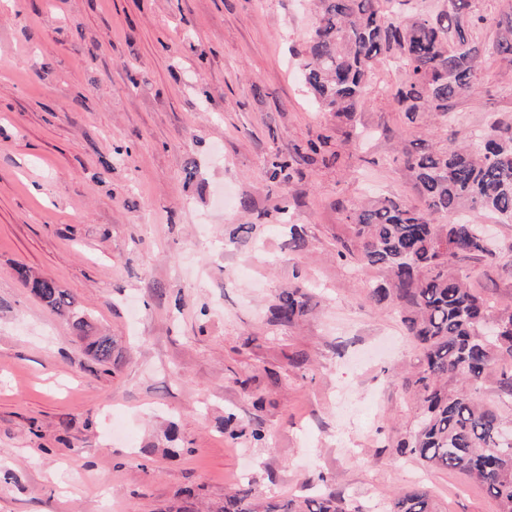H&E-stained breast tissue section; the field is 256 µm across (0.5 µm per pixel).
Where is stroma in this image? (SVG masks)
<instances>
[{
    "mask_svg": "<svg viewBox=\"0 0 512 512\" xmlns=\"http://www.w3.org/2000/svg\"><path fill=\"white\" fill-rule=\"evenodd\" d=\"M315 22L309 0H0V512H181L186 488L215 510L246 480L273 501L327 488L375 512L419 485L439 512H499L396 453L422 350L370 300L381 272L336 257L346 205L422 207L403 153L447 132L395 109L382 61L352 122L318 110L299 77ZM453 110L475 134L511 118L512 57ZM278 154L295 163L275 178ZM477 221L499 257L463 261L470 285L512 302V224ZM21 266L74 296L111 363ZM296 277L312 308L278 324ZM229 411L265 441L230 438Z\"/></svg>",
    "mask_w": 512,
    "mask_h": 512,
    "instance_id": "obj_1",
    "label": "stroma"
}]
</instances>
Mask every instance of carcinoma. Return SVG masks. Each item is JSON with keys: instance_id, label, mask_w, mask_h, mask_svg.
Segmentation results:
<instances>
[{"instance_id": "obj_1", "label": "carcinoma", "mask_w": 512, "mask_h": 512, "mask_svg": "<svg viewBox=\"0 0 512 512\" xmlns=\"http://www.w3.org/2000/svg\"><path fill=\"white\" fill-rule=\"evenodd\" d=\"M405 0H315L318 18L302 62L307 91L318 106L350 120L367 102L374 66L385 60L405 73L392 100L407 119L430 113L448 129L446 143L424 140L405 153V164L423 207L389 196L358 201L346 208L354 226L351 242L336 254L377 267L386 274L372 289L379 304L400 308L408 335L422 347L424 362L403 378L420 412L396 451L424 466L460 470L482 483L512 512V418L483 402L479 390L493 379L512 398V304L493 308L468 283L458 262L493 261L482 225L471 213L490 211L512 223V122L491 124L473 146L452 111L456 98L480 85L485 55L512 54V16L497 22L488 40L478 33L488 19L470 10L469 0H443L434 15L403 10ZM453 222H448V219ZM24 285L40 301L71 322L75 336L99 362L112 357L113 342L94 335L75 298L59 284L20 267ZM311 296L296 282L271 308L272 318L293 324ZM230 437L264 439L260 426L224 417ZM220 512H362L330 491L297 503L263 501L243 484L224 497ZM381 512H435L427 491L413 488L385 501Z\"/></svg>"}]
</instances>
